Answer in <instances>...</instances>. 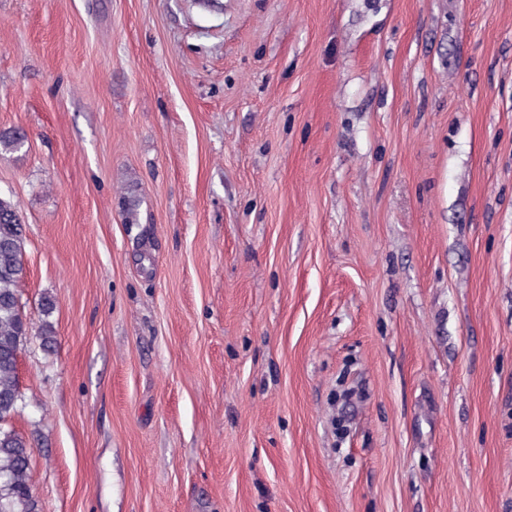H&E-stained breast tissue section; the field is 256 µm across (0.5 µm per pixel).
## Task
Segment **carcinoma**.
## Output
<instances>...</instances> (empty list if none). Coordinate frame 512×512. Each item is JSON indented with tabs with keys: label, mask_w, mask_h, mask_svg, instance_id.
Returning <instances> with one entry per match:
<instances>
[{
	"label": "carcinoma",
	"mask_w": 512,
	"mask_h": 512,
	"mask_svg": "<svg viewBox=\"0 0 512 512\" xmlns=\"http://www.w3.org/2000/svg\"><path fill=\"white\" fill-rule=\"evenodd\" d=\"M25 142L19 131L0 132V150L18 151ZM24 239L17 204L0 195V512H36L30 480L32 449L24 436L8 426L23 407L17 356L32 333L19 293L27 276Z\"/></svg>",
	"instance_id": "1"
}]
</instances>
